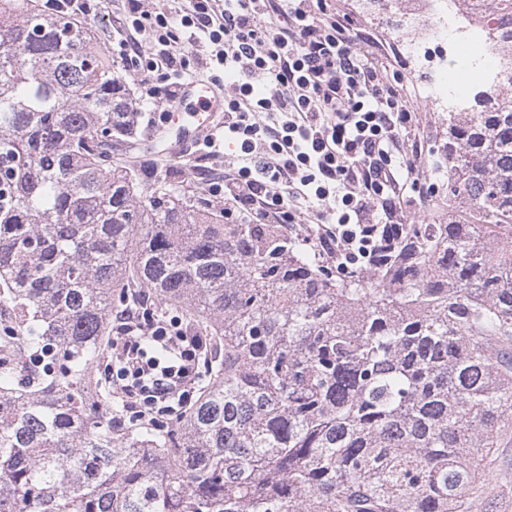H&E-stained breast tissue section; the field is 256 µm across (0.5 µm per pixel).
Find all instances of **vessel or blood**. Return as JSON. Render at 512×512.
<instances>
[{
  "label": "vessel or blood",
  "mask_w": 512,
  "mask_h": 512,
  "mask_svg": "<svg viewBox=\"0 0 512 512\" xmlns=\"http://www.w3.org/2000/svg\"><path fill=\"white\" fill-rule=\"evenodd\" d=\"M223 110V87L196 80L182 85L166 124L174 132L171 150L192 148L218 124Z\"/></svg>",
  "instance_id": "obj_1"
}]
</instances>
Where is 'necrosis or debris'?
<instances>
[{"label": "necrosis or debris", "instance_id": "4bbe7bcc", "mask_svg": "<svg viewBox=\"0 0 512 512\" xmlns=\"http://www.w3.org/2000/svg\"><path fill=\"white\" fill-rule=\"evenodd\" d=\"M402 25L389 38L419 65H430L426 103L468 104L475 89L489 90L512 77V43L492 39L481 0H393Z\"/></svg>", "mask_w": 512, "mask_h": 512}]
</instances>
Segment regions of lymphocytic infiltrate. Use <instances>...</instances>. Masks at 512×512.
I'll return each mask as SVG.
<instances>
[{
	"instance_id": "f902f5d3",
	"label": "lymphocytic infiltrate",
	"mask_w": 512,
	"mask_h": 512,
	"mask_svg": "<svg viewBox=\"0 0 512 512\" xmlns=\"http://www.w3.org/2000/svg\"><path fill=\"white\" fill-rule=\"evenodd\" d=\"M117 11L116 52L140 76L139 100L171 105L186 82L223 84L224 123L206 146L216 157L231 142L239 154L203 183L227 211L308 224L328 257L355 264L431 196L398 60L366 50L353 18L327 0H121ZM116 322L124 410L166 403L177 414L200 376L203 339L173 318L145 333L126 313ZM148 338L170 365L146 359Z\"/></svg>"
}]
</instances>
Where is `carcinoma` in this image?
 <instances>
[{"label": "carcinoma", "instance_id": "1", "mask_svg": "<svg viewBox=\"0 0 512 512\" xmlns=\"http://www.w3.org/2000/svg\"><path fill=\"white\" fill-rule=\"evenodd\" d=\"M512 39V0H490ZM109 48L0 0V512H459L512 424V83L448 112V203L375 264L146 188ZM148 290L206 342L175 422L109 405L112 314Z\"/></svg>", "mask_w": 512, "mask_h": 512}]
</instances>
